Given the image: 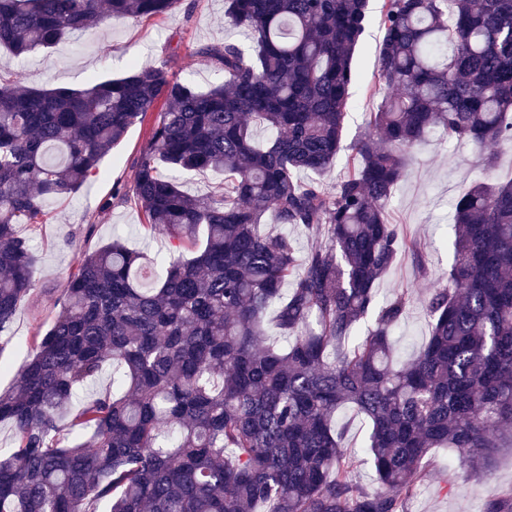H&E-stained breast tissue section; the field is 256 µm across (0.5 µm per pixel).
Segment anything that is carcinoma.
Returning <instances> with one entry per match:
<instances>
[{
    "label": "carcinoma",
    "instance_id": "carcinoma-1",
    "mask_svg": "<svg viewBox=\"0 0 512 512\" xmlns=\"http://www.w3.org/2000/svg\"><path fill=\"white\" fill-rule=\"evenodd\" d=\"M178 3L0 0V47L21 57ZM224 21L251 46L200 49L224 73L206 91L136 61L81 89L22 91L0 72V334L34 287L17 225L97 176L154 110L133 195L151 231L196 246L162 272L118 240L79 257L0 392L14 432L0 512H406L433 450L460 449L459 467L477 470L512 438V181L457 199L448 284L429 288L430 336L406 363L391 332L410 297L380 303L376 288L402 251L425 273L417 241L388 219L408 153L436 130L480 150L512 144V0H385V93L331 190L298 173H324L340 151L367 0H224ZM254 121L271 133L262 146ZM162 168L224 180L196 197ZM267 215L325 243L302 255L264 231ZM108 371L112 390L83 398ZM346 405L371 422L372 489L335 426ZM65 421L81 440H65ZM484 512H512V488Z\"/></svg>",
    "mask_w": 512,
    "mask_h": 512
}]
</instances>
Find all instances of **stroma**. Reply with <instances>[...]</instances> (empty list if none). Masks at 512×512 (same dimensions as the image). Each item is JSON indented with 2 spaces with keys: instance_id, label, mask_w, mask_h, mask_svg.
Masks as SVG:
<instances>
[{
  "instance_id": "1",
  "label": "stroma",
  "mask_w": 512,
  "mask_h": 512,
  "mask_svg": "<svg viewBox=\"0 0 512 512\" xmlns=\"http://www.w3.org/2000/svg\"><path fill=\"white\" fill-rule=\"evenodd\" d=\"M383 33L379 24L364 32L354 55L357 80L352 87L342 148L320 180L333 187L346 175L353 141L366 129L370 112L381 97L374 94L378 53ZM231 41L249 47L248 33L225 24L224 0H179L169 15L129 20L107 28L84 31L57 47L15 57L0 50V70L21 75V89L80 88L89 79H115L129 71L132 61L165 64L169 76L205 90L223 79L200 54L206 46ZM155 113L130 128L123 142L100 163L101 174L75 195L48 200L40 224L18 225L36 255L35 288L23 301L0 345V389H9L26 363L35 336L44 334L61 308L62 290L77 268L80 254L121 239L146 258L172 254L169 241L147 233L141 204L115 197L116 186L132 187L136 162L146 147ZM493 170H486L477 150L451 142L441 132L430 134L412 151L411 162L388 208L389 220L423 248L426 276H419L410 254H401L379 282L380 299L408 291L411 303L394 332L398 360L410 359L430 334L424 300L430 285L447 280L451 251L448 224L459 196L473 183L512 180V146L497 150ZM456 451L440 448L424 465V479L408 504V512H482L487 496L512 487V446L504 445L491 467L479 473L459 469Z\"/></svg>"
}]
</instances>
